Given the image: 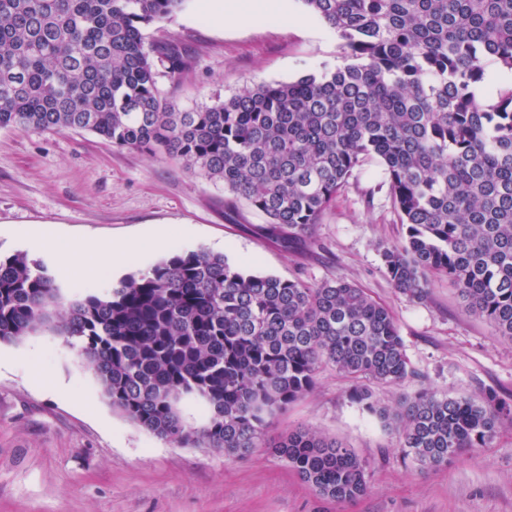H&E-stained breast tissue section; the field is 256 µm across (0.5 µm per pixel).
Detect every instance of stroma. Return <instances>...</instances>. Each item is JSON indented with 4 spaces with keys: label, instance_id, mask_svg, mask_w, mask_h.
<instances>
[{
    "label": "stroma",
    "instance_id": "35a3bbf8",
    "mask_svg": "<svg viewBox=\"0 0 512 512\" xmlns=\"http://www.w3.org/2000/svg\"><path fill=\"white\" fill-rule=\"evenodd\" d=\"M156 40L189 52L179 83L159 77L179 108L227 98L250 84L290 82L343 66L339 40L317 16L306 27L208 24L196 4L152 26ZM377 161L349 179L319 224L285 249L245 205L230 207L223 183L192 177L164 156L120 149L85 130L0 129V257L52 226L64 240L119 245L164 227L163 249L224 254L247 272L319 283L352 281L392 312L414 370L402 385L372 384L381 406L428 386L454 397L512 398V342L465 311L447 280L426 301L399 294L383 272L382 249L405 228ZM353 383L320 370L314 390L269 431L305 425L346 440L367 461L368 495L339 505L321 498L270 449L242 460L181 447L135 426L104 397L86 362L49 332L0 345V512H512V426L489 447L420 470L395 435L353 402Z\"/></svg>",
    "mask_w": 512,
    "mask_h": 512
}]
</instances>
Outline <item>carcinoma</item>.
Masks as SVG:
<instances>
[{
  "instance_id": "obj_1",
  "label": "carcinoma",
  "mask_w": 512,
  "mask_h": 512,
  "mask_svg": "<svg viewBox=\"0 0 512 512\" xmlns=\"http://www.w3.org/2000/svg\"><path fill=\"white\" fill-rule=\"evenodd\" d=\"M186 0H0V128L87 130L224 183L287 249L365 161L382 166L404 241L383 250L394 288L421 302L432 278L512 341V88L476 99L490 66L512 70V0H302L333 29L346 64L247 86L181 110L158 88L186 62L147 30ZM65 338L129 422L230 460L269 448L323 499L368 492L365 461L309 428L268 436V418L332 365L351 398L422 469L486 448L512 402L429 388L391 411L362 380L414 375L391 311L344 278L250 274L222 253H175L72 297L24 252L0 259V343ZM202 407L199 421L183 412Z\"/></svg>"
}]
</instances>
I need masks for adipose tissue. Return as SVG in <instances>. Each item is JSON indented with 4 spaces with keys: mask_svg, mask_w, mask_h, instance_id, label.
I'll return each instance as SVG.
<instances>
[{
    "mask_svg": "<svg viewBox=\"0 0 512 512\" xmlns=\"http://www.w3.org/2000/svg\"><path fill=\"white\" fill-rule=\"evenodd\" d=\"M202 16L220 23L231 18L237 21L271 25L299 23L288 6V0H201ZM33 246L53 247L55 259L65 271L93 275L103 271L116 272L133 262L143 252L162 247L166 243L164 230H156L148 239L133 240L121 245L106 246L95 240L60 241L52 228L34 232Z\"/></svg>",
    "mask_w": 512,
    "mask_h": 512,
    "instance_id": "ef3b65f1",
    "label": "adipose tissue"
}]
</instances>
